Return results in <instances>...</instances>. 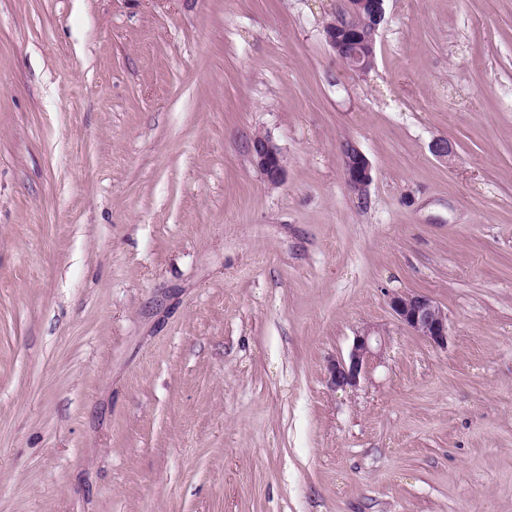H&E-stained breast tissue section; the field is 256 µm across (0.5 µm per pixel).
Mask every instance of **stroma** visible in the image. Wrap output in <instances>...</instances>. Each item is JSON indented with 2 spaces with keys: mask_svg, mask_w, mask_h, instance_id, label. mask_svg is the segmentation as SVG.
<instances>
[{
  "mask_svg": "<svg viewBox=\"0 0 512 512\" xmlns=\"http://www.w3.org/2000/svg\"><path fill=\"white\" fill-rule=\"evenodd\" d=\"M345 9L0 0V512H512V0ZM385 0H350L348 17L342 15L326 23L324 37L349 69L365 73L375 59V37L385 19ZM252 162L270 185L283 182L286 165L279 146L267 135L257 134L250 147ZM343 177L347 187L362 196L373 180L372 165L363 152L353 143L342 148ZM387 297L401 325L436 347L448 346V316L432 298L416 292H392ZM385 341L373 328L366 327L354 338L347 356L328 362V382L332 390L347 391L359 386L361 379L369 378L378 359H381Z\"/></svg>",
  "mask_w": 512,
  "mask_h": 512,
  "instance_id": "obj_1",
  "label": "stroma"
}]
</instances>
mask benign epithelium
Instances as JSON below:
<instances>
[{"mask_svg": "<svg viewBox=\"0 0 512 512\" xmlns=\"http://www.w3.org/2000/svg\"><path fill=\"white\" fill-rule=\"evenodd\" d=\"M385 0H348V15L326 23L324 37L349 69L365 73L375 55V37L385 19ZM252 162L271 185L283 182L286 165L279 146L267 135H256L250 147ZM343 177L347 187L363 195L373 180L372 165L363 152L348 142L342 148ZM388 305L396 320L430 344L448 346V316L429 296L416 292H392ZM385 341L373 328L366 327L354 338L347 357L330 360L328 382L332 390L345 391L359 386L369 378Z\"/></svg>", "mask_w": 512, "mask_h": 512, "instance_id": "7a95c632", "label": "benign epithelium"}]
</instances>
